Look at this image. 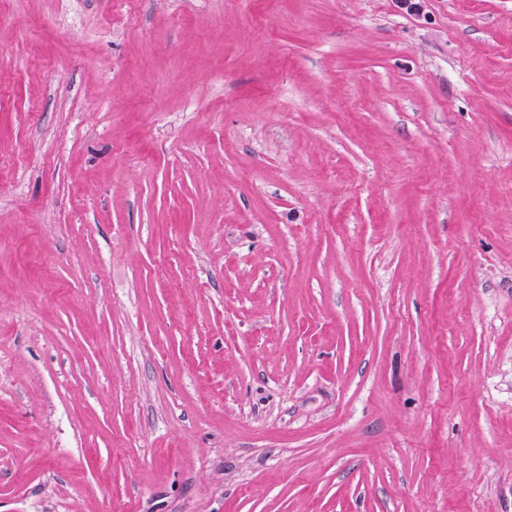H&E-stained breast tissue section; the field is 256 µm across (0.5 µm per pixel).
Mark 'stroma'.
<instances>
[{
	"mask_svg": "<svg viewBox=\"0 0 512 512\" xmlns=\"http://www.w3.org/2000/svg\"><path fill=\"white\" fill-rule=\"evenodd\" d=\"M0 512H512V0H0Z\"/></svg>",
	"mask_w": 512,
	"mask_h": 512,
	"instance_id": "obj_1",
	"label": "stroma"
}]
</instances>
